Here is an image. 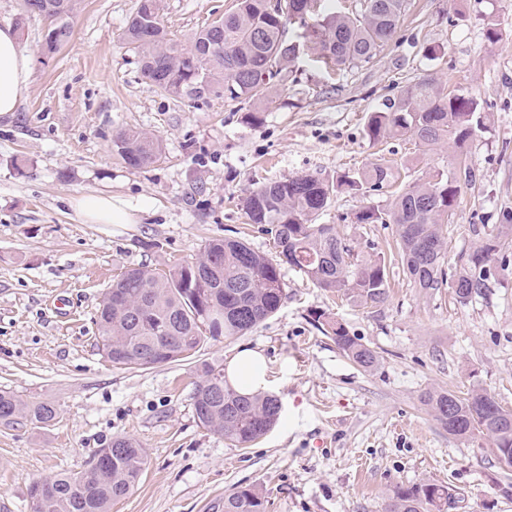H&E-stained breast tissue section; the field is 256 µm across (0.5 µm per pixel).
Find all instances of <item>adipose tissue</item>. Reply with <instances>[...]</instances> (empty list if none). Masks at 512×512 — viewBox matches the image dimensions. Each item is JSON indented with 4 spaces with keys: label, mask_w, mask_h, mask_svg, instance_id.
<instances>
[{
    "label": "adipose tissue",
    "mask_w": 512,
    "mask_h": 512,
    "mask_svg": "<svg viewBox=\"0 0 512 512\" xmlns=\"http://www.w3.org/2000/svg\"><path fill=\"white\" fill-rule=\"evenodd\" d=\"M33 61L21 47L17 32L0 28V115L16 111L32 71ZM74 209L90 224H128L132 218L123 201L102 194H85L73 200ZM228 385L244 394L265 389L266 363L261 353L239 350L226 369Z\"/></svg>",
    "instance_id": "obj_1"
}]
</instances>
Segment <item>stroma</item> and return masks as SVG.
I'll return each instance as SVG.
<instances>
[{"mask_svg":"<svg viewBox=\"0 0 512 512\" xmlns=\"http://www.w3.org/2000/svg\"><path fill=\"white\" fill-rule=\"evenodd\" d=\"M136 0H81L69 40L42 49L46 21L25 19L20 40L34 66L15 112L0 116V390L58 409L50 424L0 422V512H30L28 491L62 470L89 468L118 436L147 454L139 486L112 512H207L235 488H260L267 512H383L389 491L423 480L464 495L455 512H512L495 486L486 438H449L428 414L426 391L481 389L512 408V264L489 291L459 304L451 289L415 288L396 255L391 224L355 215L388 207L389 188L343 193L321 214L364 258L386 259L390 293L363 307L283 267L281 309L252 332L219 339L192 359L145 369L112 366L97 346V309L114 276L194 258L206 240L243 233L274 255L248 223L243 191L292 174H337L387 164L409 185L433 172L473 169L453 224L446 270L512 213V0H407L392 39L370 62L326 73L313 50L293 80L244 121L247 104L217 95L175 98L140 74L120 34ZM235 0H163L171 38L187 40ZM497 22L499 38L487 35ZM475 96L489 118L462 147L420 148L364 135L370 112L419 77ZM139 129L163 142L160 158L129 168L113 136ZM103 193L132 208V223L86 224L72 198ZM331 313L379 357L364 370L317 328ZM263 352L279 423L239 448L201 426L193 396L201 362Z\"/></svg>","mask_w":512,"mask_h":512,"instance_id":"obj_1","label":"stroma"}]
</instances>
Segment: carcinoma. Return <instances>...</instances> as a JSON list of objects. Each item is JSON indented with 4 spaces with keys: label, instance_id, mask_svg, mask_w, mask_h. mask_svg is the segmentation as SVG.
Returning <instances> with one entry per match:
<instances>
[{
    "label": "carcinoma",
    "instance_id": "1",
    "mask_svg": "<svg viewBox=\"0 0 512 512\" xmlns=\"http://www.w3.org/2000/svg\"><path fill=\"white\" fill-rule=\"evenodd\" d=\"M302 0H237L219 23H210L184 43L167 38L161 0H136L122 33L138 53L140 70L164 93L188 99L224 94L249 103L288 80V64L298 57L286 26ZM80 0H21L23 17L39 15L48 29L62 28L64 40L47 43L57 51L70 37ZM359 9L332 11L310 29L317 61L328 68L368 63L396 32L406 0H358ZM479 100L468 94L450 96L436 78L426 76L402 90L384 108L370 113L365 135L373 143L407 136L431 146L442 140L460 145L483 122ZM112 150L132 169L153 164L162 153L161 141L147 132L119 131ZM456 174L437 173L432 179L397 192L386 209L367 206L355 216L357 224H393L401 262L417 288H452L465 304L483 295L494 276V261L506 246L499 237L474 246L452 276L443 265L447 241L443 227L452 222L460 193L459 181L472 179L471 168ZM395 182L393 168L376 164L348 171L334 181L315 175L283 177L249 189L239 199L249 223L273 236L285 263L313 284L338 292L349 301L379 306L389 294L387 266L380 258L361 260L333 224H317L343 191L365 194ZM285 297L280 263L247 243L223 237L207 240L192 262L178 263L160 273L146 266L120 274L99 305V347L112 365L143 369L158 336H168L165 361L190 358L208 340L240 336L276 314ZM317 322L325 335L353 363L373 369L377 355L335 317L320 312ZM195 415L209 431L246 448L265 436L279 421L281 399L271 393L243 395L224 380L220 362L201 363L195 389ZM434 420L459 440L488 438L492 452L512 457V413L480 389L459 395L431 390L424 396ZM57 408L50 403H23L0 391V421L18 417L47 424ZM99 467L88 478L63 470L47 480L51 492L31 512H112V503L131 494L145 471L146 454L130 437H116L99 450ZM463 500L451 486L422 481L393 487L386 512H450ZM267 500L256 487H239L211 503L209 512H265Z\"/></svg>",
    "mask_w": 512,
    "mask_h": 512
}]
</instances>
